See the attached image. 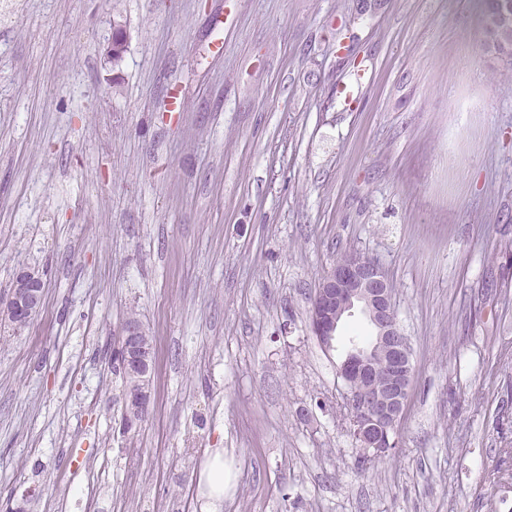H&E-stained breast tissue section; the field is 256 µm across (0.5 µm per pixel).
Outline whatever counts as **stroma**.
Instances as JSON below:
<instances>
[{
	"mask_svg": "<svg viewBox=\"0 0 512 512\" xmlns=\"http://www.w3.org/2000/svg\"><path fill=\"white\" fill-rule=\"evenodd\" d=\"M485 42L479 0H0V295L46 282L0 332V512H200L213 448L223 512H512V85ZM354 250L414 369L363 472L336 365L370 328H309ZM131 313L156 366L126 435ZM45 298L43 273L39 269L21 266L12 287L0 298V324L11 329L27 324L40 311ZM198 482L208 487L207 499L201 512H221L224 508V451L214 448L206 457Z\"/></svg>",
	"mask_w": 512,
	"mask_h": 512,
	"instance_id": "1",
	"label": "stroma"
}]
</instances>
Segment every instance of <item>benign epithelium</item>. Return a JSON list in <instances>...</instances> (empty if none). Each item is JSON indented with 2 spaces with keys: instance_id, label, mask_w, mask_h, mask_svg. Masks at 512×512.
Listing matches in <instances>:
<instances>
[{
  "instance_id": "7a95c632",
  "label": "benign epithelium",
  "mask_w": 512,
  "mask_h": 512,
  "mask_svg": "<svg viewBox=\"0 0 512 512\" xmlns=\"http://www.w3.org/2000/svg\"><path fill=\"white\" fill-rule=\"evenodd\" d=\"M126 46L118 28L104 48L113 60ZM45 298L43 273L17 269L12 287L0 298V324L18 328L40 311ZM361 314L373 329L368 348L356 344L350 356L336 366L346 387V417L360 454L377 460L397 447V433L413 381L411 346L398 322L393 288L385 270L357 252L339 258L324 275L311 300L309 325L327 349L333 346L343 319ZM116 353L127 376L133 379L124 392L123 431L141 424L142 411L151 400L149 382L155 369L153 341L136 316L126 319Z\"/></svg>"
}]
</instances>
